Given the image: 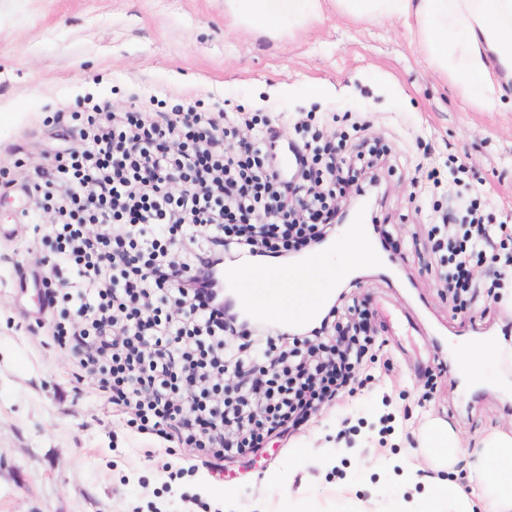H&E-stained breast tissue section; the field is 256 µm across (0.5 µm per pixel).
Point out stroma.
I'll return each mask as SVG.
<instances>
[{"label":"stroma","instance_id":"35a3bbf8","mask_svg":"<svg viewBox=\"0 0 512 512\" xmlns=\"http://www.w3.org/2000/svg\"><path fill=\"white\" fill-rule=\"evenodd\" d=\"M162 111L199 104L266 112L282 141L316 113L389 149L391 171L375 216L396 226L400 249L361 267L357 283L291 280L278 261L253 290L258 303L302 311L310 292L368 299L391 366L368 364L364 385L257 453L216 459L128 426L79 383L73 356L36 326V293L18 286L39 266L29 232L0 242V512H336L340 498L413 499L432 475L399 489L393 477L419 446L427 413L464 441L512 427V298L465 309L434 286L429 215L449 187L479 198L491 223L512 217V106L487 112L464 99L399 23L333 14L295 36L233 30L224 0H5L0 5V225L19 224L20 185L53 149L77 147L86 105ZM436 171L437 182L419 175ZM492 340L500 359L482 381L458 375L457 351ZM443 357L445 371L434 359ZM285 482L269 484L270 474Z\"/></svg>","mask_w":512,"mask_h":512}]
</instances>
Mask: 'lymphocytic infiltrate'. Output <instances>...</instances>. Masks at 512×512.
<instances>
[{"label": "lymphocytic infiltrate", "instance_id": "1", "mask_svg": "<svg viewBox=\"0 0 512 512\" xmlns=\"http://www.w3.org/2000/svg\"><path fill=\"white\" fill-rule=\"evenodd\" d=\"M276 123L270 115L102 109L85 117L79 148L51 155L25 212L31 246L64 290L51 336L77 353L78 381L138 430L174 434L216 456L256 452L354 393L376 343L362 304L334 302L309 332L244 326L213 303L210 279L196 276L230 254L283 261L335 235V198L361 193L380 153L365 141L343 154L321 129L304 127L291 177L304 188L298 216L272 163ZM241 125L250 137L238 135ZM177 176L188 186L175 192ZM46 210L57 221L45 231ZM449 219L437 215L428 237L431 253L448 254L435 284L465 307L480 294L474 262L504 248L512 230L483 223L471 208L464 231ZM228 336L238 338L236 352L255 348L267 358L266 368L248 367V389L224 383L236 361Z\"/></svg>", "mask_w": 512, "mask_h": 512}]
</instances>
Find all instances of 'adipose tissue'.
Returning a JSON list of instances; mask_svg holds the SVG:
<instances>
[{
  "mask_svg": "<svg viewBox=\"0 0 512 512\" xmlns=\"http://www.w3.org/2000/svg\"><path fill=\"white\" fill-rule=\"evenodd\" d=\"M330 13L353 22L403 20L418 50L457 82L461 96L488 111L512 97V0H224L235 27L272 38L298 33ZM376 259L353 225L331 251L292 273L342 280ZM421 450L439 475L414 512H512V432L490 430L472 448L435 417L423 425ZM467 457L474 463L466 489L443 473Z\"/></svg>",
  "mask_w": 512,
  "mask_h": 512,
  "instance_id": "adipose-tissue-1",
  "label": "adipose tissue"
}]
</instances>
